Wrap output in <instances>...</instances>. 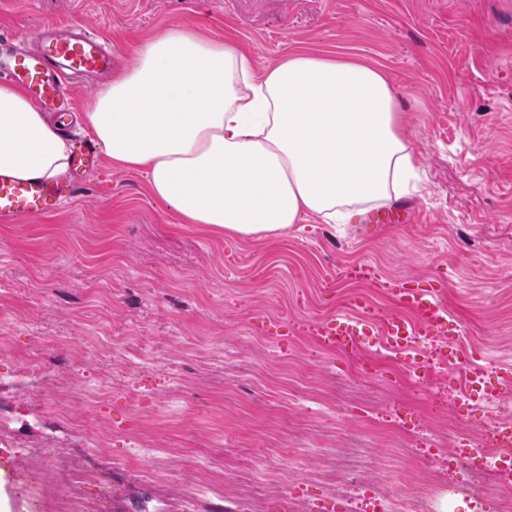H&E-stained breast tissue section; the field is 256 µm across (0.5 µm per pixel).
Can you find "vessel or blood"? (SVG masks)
Segmentation results:
<instances>
[{"mask_svg":"<svg viewBox=\"0 0 512 512\" xmlns=\"http://www.w3.org/2000/svg\"><path fill=\"white\" fill-rule=\"evenodd\" d=\"M15 42V37L0 35V77L22 86L48 112L60 111L65 98L64 80L83 81L112 71V58L101 38L89 31L76 36L38 37V47L33 51L16 48ZM100 163L96 145L81 141L72 153L68 170L55 181L18 180L0 172V224H21L57 211L74 195L77 185L99 169ZM411 215V207L397 205L387 213L366 218L365 230L373 234L384 225L406 223ZM392 290L399 304L414 311L418 319H388L383 326L386 342L408 348L417 336L432 335L443 321V309L437 299L400 283L393 284ZM367 328L365 321L351 318L344 323L319 325L317 336L323 346L332 348L366 335Z\"/></svg>","mask_w":512,"mask_h":512,"instance_id":"1","label":"vessel or blood"}]
</instances>
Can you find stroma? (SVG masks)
I'll return each instance as SVG.
<instances>
[{
	"instance_id": "35a3bbf8",
	"label": "stroma",
	"mask_w": 512,
	"mask_h": 512,
	"mask_svg": "<svg viewBox=\"0 0 512 512\" xmlns=\"http://www.w3.org/2000/svg\"><path fill=\"white\" fill-rule=\"evenodd\" d=\"M82 22L114 70L164 26L234 32L255 70L303 47L379 64L422 177L380 235L312 219L273 242L177 223L109 159L53 216L0 225V480L14 512H59L29 451L94 460L98 512H365L422 472L470 485L486 404L464 364L512 371V0H0V35ZM436 289L446 335L411 353L319 345L318 323L399 314ZM456 353L461 368L437 371ZM358 443L363 463L316 478Z\"/></svg>"
}]
</instances>
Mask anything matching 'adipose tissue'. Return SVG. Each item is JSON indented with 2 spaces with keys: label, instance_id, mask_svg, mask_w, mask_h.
Masks as SVG:
<instances>
[{
  "label": "adipose tissue",
  "instance_id": "obj_1",
  "mask_svg": "<svg viewBox=\"0 0 512 512\" xmlns=\"http://www.w3.org/2000/svg\"><path fill=\"white\" fill-rule=\"evenodd\" d=\"M114 166L144 174L179 223L260 241L305 216L344 224L408 191L405 117L377 65L297 49L255 71L230 35L165 28L83 114ZM73 143L0 83V172L51 180Z\"/></svg>",
  "mask_w": 512,
  "mask_h": 512
}]
</instances>
